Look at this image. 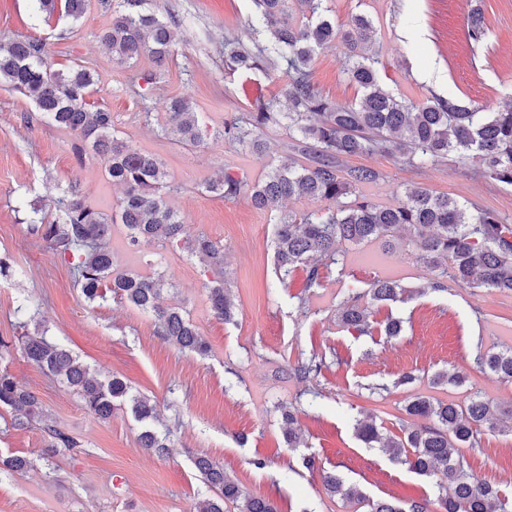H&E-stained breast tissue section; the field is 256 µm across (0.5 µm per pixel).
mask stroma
Here are the masks:
<instances>
[{"instance_id":"stroma-1","label":"stroma","mask_w":512,"mask_h":512,"mask_svg":"<svg viewBox=\"0 0 512 512\" xmlns=\"http://www.w3.org/2000/svg\"><path fill=\"white\" fill-rule=\"evenodd\" d=\"M331 7L343 25L358 14L372 20L368 50L378 55L379 79L394 96L436 94L490 112L512 103V0H331ZM148 8L181 22L180 49L162 68L146 56L123 66L113 62L99 39L112 23L102 0H89L76 26L60 10L36 14L34 0H0V37L48 39L57 68L80 65L97 73L88 110H109L120 138L164 162L170 207L190 232L224 247L238 314L228 323L212 316L205 288L212 274L202 262L171 246H129L119 224L110 242L115 268L163 277L164 303L182 308L211 351L201 358L175 348L156 335L150 313L127 301L88 303L70 259L53 254L30 220L37 209L57 213L59 199L73 186L106 214L117 211L122 190L92 151L77 154L70 132L50 123L20 92L0 87V260L10 267L0 279V336L20 335L22 322L40 320L102 376H119L134 393L154 400L156 428L170 434L166 455L145 450L143 426L130 410L108 421L92 417L73 392L13 351L10 372L82 450L45 462L42 430L17 431L0 420V454L34 460L24 472L0 471V512H193L211 495L194 465L199 457L222 465L277 512H352L326 492L325 471L370 499L436 500V477L411 473L382 449L365 447L355 424L370 414L388 433L401 434L413 422L404 407L417 393L459 404L476 395L512 405V383L477 362L481 353L512 349V292L454 284L405 304H374L371 329L361 335L337 322L344 298L364 293L377 279L417 287L431 278L407 243L388 251L378 241L343 242L337 264L322 269L317 285L307 286L300 269L278 281L274 214L255 209L248 195L227 200L206 189L227 171L258 182L288 153V136L276 126L264 130L260 155L221 136L225 120L248 111L256 99L275 98L280 111L288 109L284 77L224 72V41L247 38L254 6L251 0H150ZM477 9L485 29L478 42L466 34ZM345 52L340 44L319 49L311 70L315 89L339 105L361 97L344 73ZM175 97L193 102L203 146L181 144L163 132L165 104ZM344 164L382 172L380 181L356 191L375 204H397L406 189L418 186L470 210H493L512 225V186L489 177L476 153L452 154L420 171L381 154ZM391 317L404 320L401 336L392 339L383 332ZM312 357L323 362L317 378L306 383L289 376L290 366ZM442 370L466 374L465 386L430 389L429 379ZM406 372L415 382L399 385ZM285 407L295 410L304 447L285 441ZM465 455L471 481L512 496V429L484 433ZM307 457L313 468L304 466Z\"/></svg>"}]
</instances>
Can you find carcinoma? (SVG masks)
Wrapping results in <instances>:
<instances>
[{
	"instance_id": "carcinoma-1",
	"label": "carcinoma",
	"mask_w": 512,
	"mask_h": 512,
	"mask_svg": "<svg viewBox=\"0 0 512 512\" xmlns=\"http://www.w3.org/2000/svg\"><path fill=\"white\" fill-rule=\"evenodd\" d=\"M287 0H253L255 33L264 40L248 45L239 39L224 41V70L230 74L261 71L281 73L286 79L284 96L288 111H277L273 98L258 99L248 112L224 122L221 135L231 144L263 147L260 134L271 125L286 126L290 149L304 155L308 163L294 157L273 169L265 180L250 188V199L258 209L275 211L287 199H309L330 203L327 208L301 215L284 213L273 227L275 274L284 282L298 267L306 270L307 285L318 283L320 268L338 262L337 248L343 241L361 243L381 240L394 246L401 228L416 232L411 239L416 260L433 272L420 288H409L390 279L370 284L374 302L405 303L415 295L444 291L448 282L477 288L512 292V226L494 212L470 214L457 200L437 195L423 187L408 189L405 199L394 206L368 201L343 205L341 199L363 184L377 182L383 173L371 167L345 168L344 158L380 153L395 158L403 167L421 170L448 154L481 156L487 172L501 183L512 185V109L486 112L452 98L432 96L423 101L402 100L378 80L379 60L366 53L374 27L367 17H354L344 29L329 16L328 0H297L302 20L291 21ZM147 0H120L112 27L101 35V43L120 65L142 55L163 66L175 54L174 29L179 20L163 21L145 8ZM88 0H64V13L74 22L86 13ZM345 46L350 82L361 91L357 102L336 105L323 98L311 83V64L316 51L330 43ZM0 85L28 97L38 111L56 126L75 134L82 142L77 152L89 147L104 165L112 183L123 188L119 209L108 216L88 205L76 189L59 200L61 215L50 221L34 211L31 227L55 254L74 258L75 282L91 304L120 296L133 306L152 314L156 333L183 351L205 356L209 345L180 308L160 303L165 280L134 274H115L109 240L112 225L127 230L128 243L136 246L153 241L178 247L191 257L206 262L214 279L207 285L212 315L224 322L237 313L229 278L224 269V247L203 234H192L168 205L165 189L168 174L156 156L136 149L118 137L112 112L86 108L85 95L95 86L93 73L81 66L57 69L40 38L0 40ZM162 131L178 142L199 146L204 138L199 113L191 101L173 98L166 105ZM246 182L229 173L207 183L206 189L226 200L236 199ZM342 325L360 334L368 332L367 307L352 297L340 303ZM45 373L56 377L76 392L84 409L94 418L108 421L116 402L128 401L134 418L142 423L141 447L155 452L168 448L167 436L154 428L156 405L130 393L118 376L103 378L72 351L45 336L40 329L17 338L0 336V418L9 416L18 431L35 425L45 434L43 458L73 454L80 442L59 428L43 410L34 393L21 385L7 367L14 346ZM480 367L512 382V351L479 357ZM321 364L310 358L299 361L294 375L304 380L317 377ZM465 383L461 373L439 371L431 376L433 386ZM405 412L424 423L391 435L373 421L357 424L356 436L369 448H383L391 459L423 476L440 474L450 492L437 498V512H512V498L488 484L470 482L465 473L464 448H473L483 431L494 432L500 424H512V406L503 407L479 397L460 405L424 394L412 397ZM284 436L290 448L304 445L294 428L296 416L283 412ZM33 467L25 456H0V469L18 472ZM195 467L215 497L203 501L196 512H224V503L237 512H277L270 501L246 494L224 468L199 457ZM323 485L346 504L364 505L366 512H432L428 503L370 500L357 487L346 485L325 472Z\"/></svg>"
}]
</instances>
